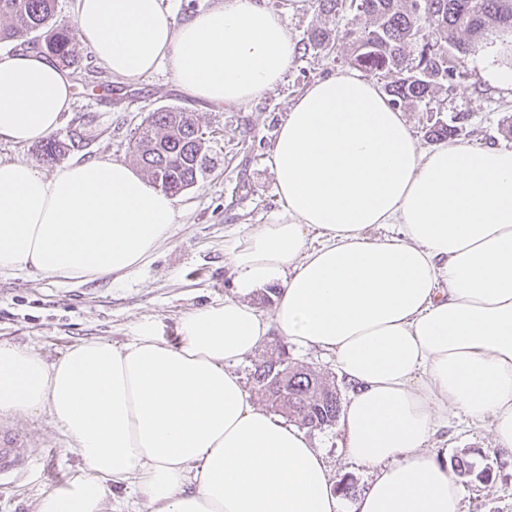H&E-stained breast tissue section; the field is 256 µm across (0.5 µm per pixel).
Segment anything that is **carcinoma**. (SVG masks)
<instances>
[{"label":"carcinoma","instance_id":"cac0c4a2","mask_svg":"<svg viewBox=\"0 0 512 512\" xmlns=\"http://www.w3.org/2000/svg\"><path fill=\"white\" fill-rule=\"evenodd\" d=\"M322 13L336 16L346 7L369 17L364 28L312 30L306 50L338 42L350 49V63L378 76H392L385 87L396 106L429 98L440 83L454 80L456 71L444 60L448 49L465 55L483 36L512 31V0H316ZM55 0H0V42L21 48L43 37L42 48L62 67L78 63L77 29L53 22ZM458 135V126L436 122L429 136L441 140ZM69 150L48 139L40 145L43 159L55 162ZM133 152L147 178L172 194L193 186L208 168L206 137L192 114L177 107L149 113L136 133ZM253 389L274 411L308 430L333 425L341 398L335 382L309 366L289 360L282 351L254 365ZM452 473L467 478L473 463L467 454L450 461Z\"/></svg>","mask_w":512,"mask_h":512}]
</instances>
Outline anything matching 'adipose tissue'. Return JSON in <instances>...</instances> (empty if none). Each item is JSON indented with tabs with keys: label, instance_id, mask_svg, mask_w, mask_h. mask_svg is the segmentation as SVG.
<instances>
[{
	"label": "adipose tissue",
	"instance_id": "1",
	"mask_svg": "<svg viewBox=\"0 0 512 512\" xmlns=\"http://www.w3.org/2000/svg\"><path fill=\"white\" fill-rule=\"evenodd\" d=\"M307 4L224 0L179 21L161 0H77L76 25L114 77L166 63L220 109L284 79L286 16ZM72 100L69 72L43 54L0 53V141L48 137ZM271 165L281 221L227 240L238 295L182 318L178 343L152 321L121 346L83 341L52 362L0 342V414L49 415L83 461L35 512H107L111 483L149 512H340L322 453L232 369L273 332L331 352L352 388L346 452L373 471L352 512H461L448 457L429 445L459 417L488 424L512 462V149H422L381 87L342 72L291 106ZM175 222L174 197L125 162L48 178L0 161V272L120 275ZM373 224L395 232L370 239ZM266 287L268 314L244 300Z\"/></svg>",
	"mask_w": 512,
	"mask_h": 512
}]
</instances>
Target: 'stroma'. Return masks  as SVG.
I'll use <instances>...</instances> for the list:
<instances>
[{
    "mask_svg": "<svg viewBox=\"0 0 512 512\" xmlns=\"http://www.w3.org/2000/svg\"><path fill=\"white\" fill-rule=\"evenodd\" d=\"M288 31L298 50L283 81L240 106L216 111L181 92L169 66L131 81L112 77L87 46L70 76L74 101L54 136L71 143L55 163L44 162L38 143L0 142V159L24 160L50 176L62 166L95 159L133 162L130 139L149 112L177 106L196 118L211 159L203 177L176 195L178 222L169 239L146 267L82 283L51 281L17 272L0 273V341L34 350L47 361L60 358L73 344L105 340L119 346L143 320L155 321L163 339L176 343L180 318L196 309L235 296L224 242L244 235L257 224L275 221L283 206L275 190L271 156L290 106L312 84L349 71L348 46L304 50L308 33L334 24L361 28L368 19L346 10L337 19L308 7L287 16ZM506 68V61L479 49L456 58L453 81L438 87L422 103L404 105L402 112L422 148H431L425 132L435 121L450 122L466 113L458 139L478 146L512 147L506 135L512 121V88L489 81L484 62ZM286 347L293 361L309 365L336 382L341 394L350 387L339 378L331 354L314 347L286 343L271 335L253 355L234 364L244 388H251L250 370L257 360ZM26 434L28 469L0 483V512H35L37 499L60 487L81 460L61 427L46 416H4L0 425ZM332 479L350 478L357 491L368 488L369 468L352 461L344 449L340 425L309 431ZM435 447L449 455L468 453L475 473L464 479L463 512H512V464L497 451L487 426L466 421L438 434Z\"/></svg>",
    "mask_w": 512,
    "mask_h": 512,
    "instance_id": "obj_1",
    "label": "stroma"
}]
</instances>
